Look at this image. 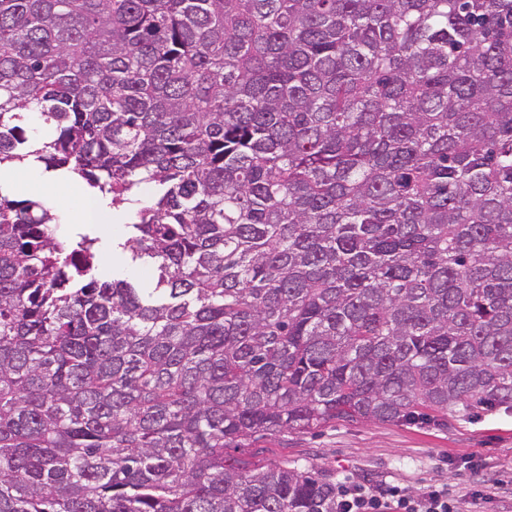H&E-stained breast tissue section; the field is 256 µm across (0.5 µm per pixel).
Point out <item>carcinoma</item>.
Returning a JSON list of instances; mask_svg holds the SVG:
<instances>
[{
  "instance_id": "cac0c4a2",
  "label": "carcinoma",
  "mask_w": 512,
  "mask_h": 512,
  "mask_svg": "<svg viewBox=\"0 0 512 512\" xmlns=\"http://www.w3.org/2000/svg\"><path fill=\"white\" fill-rule=\"evenodd\" d=\"M29 158L157 283L0 190V512H336L227 451L512 409V0H0ZM128 219V215L121 214L117 212H112V210H99V218L96 222V228L99 235L106 240H114L119 241L121 238L123 240L126 238V226L124 224ZM110 256L103 247V254L99 265V271L102 274L108 268L111 272L107 275H112L113 272V275H119L121 278L143 283L145 288H153L152 282L155 280V274L150 265L134 263L130 260L128 252L122 253L120 250L114 251L112 261Z\"/></svg>"
}]
</instances>
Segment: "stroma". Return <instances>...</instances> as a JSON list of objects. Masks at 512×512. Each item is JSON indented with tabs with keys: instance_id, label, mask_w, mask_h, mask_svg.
I'll return each mask as SVG.
<instances>
[{
	"instance_id": "obj_1",
	"label": "stroma",
	"mask_w": 512,
	"mask_h": 512,
	"mask_svg": "<svg viewBox=\"0 0 512 512\" xmlns=\"http://www.w3.org/2000/svg\"><path fill=\"white\" fill-rule=\"evenodd\" d=\"M86 200L82 182L35 172L17 176L10 191ZM248 467L288 462L316 466L337 482L373 489L399 485L416 492L427 486L447 488L461 512H512V410L496 408L447 424L336 421L309 433L265 438L235 449ZM491 494L473 500L478 485Z\"/></svg>"
}]
</instances>
